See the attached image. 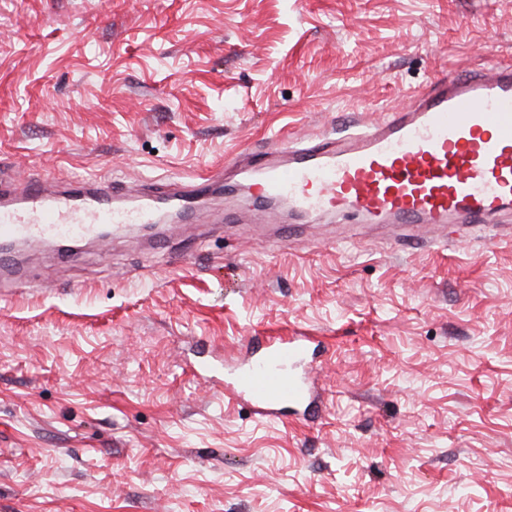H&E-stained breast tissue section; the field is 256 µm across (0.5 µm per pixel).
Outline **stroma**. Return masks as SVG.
I'll return each instance as SVG.
<instances>
[{
	"label": "stroma",
	"mask_w": 512,
	"mask_h": 512,
	"mask_svg": "<svg viewBox=\"0 0 512 512\" xmlns=\"http://www.w3.org/2000/svg\"><path fill=\"white\" fill-rule=\"evenodd\" d=\"M512 59V0H0V180L223 170L194 219L0 280V512H512V210L462 236L269 218L242 149L355 133ZM319 336V407L224 396Z\"/></svg>",
	"instance_id": "35a3bbf8"
}]
</instances>
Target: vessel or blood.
Returning <instances> with one entry per match:
<instances>
[{"label": "vessel or blood", "mask_w": 512, "mask_h": 512, "mask_svg": "<svg viewBox=\"0 0 512 512\" xmlns=\"http://www.w3.org/2000/svg\"><path fill=\"white\" fill-rule=\"evenodd\" d=\"M256 201H287L299 212L354 213L415 238L422 228L483 224L512 208V63L477 78L445 79L417 103L362 132L327 140L272 142L246 152ZM210 177L163 194L140 192L123 206L113 184L90 179L48 191L41 179L20 192L0 188V273L14 274L11 244L99 239L109 224H148L160 208L191 210ZM320 346L305 334L271 336L224 373V394L256 417L285 409L310 415V366Z\"/></svg>", "instance_id": "vessel-or-blood-1"}]
</instances>
